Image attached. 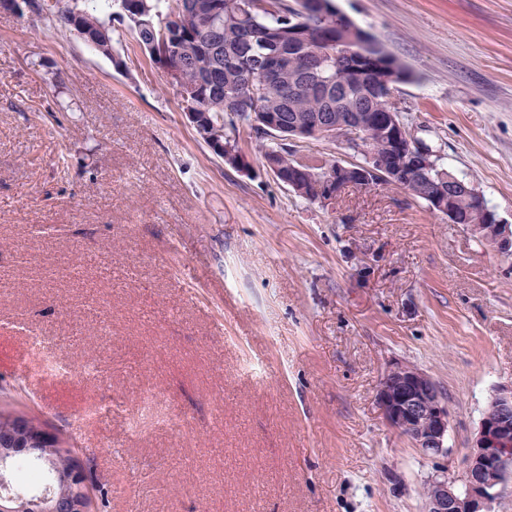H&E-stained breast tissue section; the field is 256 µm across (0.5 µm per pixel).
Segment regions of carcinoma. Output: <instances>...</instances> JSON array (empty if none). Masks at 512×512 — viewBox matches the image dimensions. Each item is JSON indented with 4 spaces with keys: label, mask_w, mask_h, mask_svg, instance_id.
<instances>
[{
    "label": "carcinoma",
    "mask_w": 512,
    "mask_h": 512,
    "mask_svg": "<svg viewBox=\"0 0 512 512\" xmlns=\"http://www.w3.org/2000/svg\"><path fill=\"white\" fill-rule=\"evenodd\" d=\"M136 41L149 55L160 47L162 31L173 42L183 86L197 104L202 128L221 131L225 144L238 147L236 135L244 126L275 140L288 136V122L306 120L322 112H336V86L346 85L349 104L362 108L365 95L387 97L393 86L408 82L412 73L364 29L341 13L333 0H322L325 13L308 11V0H121ZM29 8L48 27L71 29L64 12H44L39 0ZM82 26L95 38L97 50H112L111 20L102 16L97 0H83ZM308 68L332 82L317 81L296 94L284 73ZM368 70L371 84L363 85L355 69ZM262 79L268 91L257 107L251 101V82ZM262 112L280 122L278 133L261 127ZM264 158L280 165V182L296 173L297 158L288 144L277 143ZM15 491L26 499L48 479L46 470L27 458L13 460Z\"/></svg>",
    "instance_id": "obj_1"
}]
</instances>
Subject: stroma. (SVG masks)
<instances>
[{"instance_id":"35a3bbf8","label":"stroma","mask_w":512,"mask_h":512,"mask_svg":"<svg viewBox=\"0 0 512 512\" xmlns=\"http://www.w3.org/2000/svg\"><path fill=\"white\" fill-rule=\"evenodd\" d=\"M334 2L412 72L393 97L410 133L512 224V0ZM112 29L106 56L0 8V407L90 460L107 512H423L431 479L463 486L512 387V256L400 189L299 198L246 130L250 172L225 164ZM22 322L96 379L19 371ZM398 364L448 403L439 458L377 407ZM144 389L180 430L130 433Z\"/></svg>"}]
</instances>
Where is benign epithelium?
<instances>
[{
  "mask_svg": "<svg viewBox=\"0 0 512 512\" xmlns=\"http://www.w3.org/2000/svg\"><path fill=\"white\" fill-rule=\"evenodd\" d=\"M164 72L177 88L189 119L197 123L193 96L182 87L179 70L167 63ZM336 107L347 115L336 122L316 115L294 124L288 136L348 140L367 152L366 170L338 162L320 176L303 179L298 173L288 187L326 206L346 187H367V170L400 186L414 182L434 184L436 188L429 197L432 211L447 217L451 224H467L473 235L490 240L504 255L512 254V225L503 223L493 210L485 207L484 197L475 185L437 169L431 160L433 152L405 133L397 113L383 112L370 120L367 114L346 106L343 100ZM369 123L386 139V153L367 150ZM376 403L386 423L407 437L422 456L436 458L446 452L448 405L440 387L421 369L404 364L391 368L380 383ZM3 438L7 443L14 438L16 444L0 450V512H25L31 505L9 490L11 457L21 455L37 463H48L47 452L55 443V433L29 426L23 435L6 430ZM466 475L463 491L446 479L432 480L424 497L425 512H492L498 486L512 476V388L497 391L485 409L471 439ZM57 482L60 490L35 501L40 512H84L90 480L83 463L78 460L69 470L59 473Z\"/></svg>",
  "mask_w": 512,
  "mask_h": 512,
  "instance_id": "7a95c632",
  "label": "benign epithelium"
}]
</instances>
